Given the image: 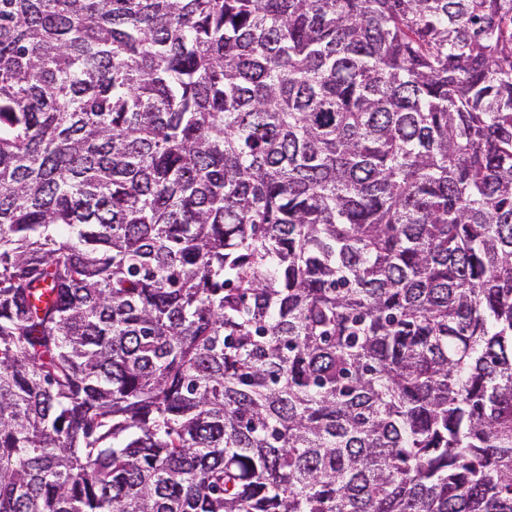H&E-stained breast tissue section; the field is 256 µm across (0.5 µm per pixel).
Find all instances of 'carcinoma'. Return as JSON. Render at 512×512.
I'll list each match as a JSON object with an SVG mask.
<instances>
[{
    "mask_svg": "<svg viewBox=\"0 0 512 512\" xmlns=\"http://www.w3.org/2000/svg\"><path fill=\"white\" fill-rule=\"evenodd\" d=\"M0 512H512V0H0Z\"/></svg>",
    "mask_w": 512,
    "mask_h": 512,
    "instance_id": "obj_1",
    "label": "carcinoma"
}]
</instances>
